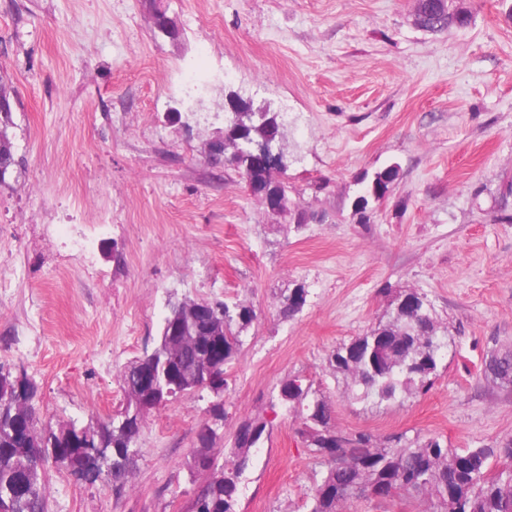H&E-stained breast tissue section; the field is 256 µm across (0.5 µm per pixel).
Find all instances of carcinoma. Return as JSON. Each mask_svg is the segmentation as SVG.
Masks as SVG:
<instances>
[{"instance_id":"obj_1","label":"carcinoma","mask_w":512,"mask_h":512,"mask_svg":"<svg viewBox=\"0 0 512 512\" xmlns=\"http://www.w3.org/2000/svg\"><path fill=\"white\" fill-rule=\"evenodd\" d=\"M466 26L448 8V0H428L419 27L446 33ZM224 105V164L238 172L245 183L270 189L279 199V213L301 212L303 202L292 195L286 179L288 167L282 116L230 90ZM275 137L279 148L274 164H258L250 155L254 144ZM398 166L374 174L373 182L386 181L391 188ZM371 182V183H373ZM366 183L352 205L369 192ZM406 290L394 300L388 322L337 347L329 356L332 369L363 395L389 402L401 393L428 390L433 384L445 344L437 343L438 328L430 304L400 303ZM302 285L280 293L279 315L287 320L302 310ZM156 346L124 365L119 382L126 406L119 414L80 429L69 422L58 429L39 426L33 404L35 388L27 378H18L0 366V512H46L43 462L50 459L60 470L93 482L104 465L94 453L105 448L120 454L136 447L145 416L166 406L178 395L220 384L228 386L225 366L238 356L242 333L257 320L256 309L225 301L170 300ZM484 376L512 384V350L497 351L484 360ZM279 400L305 408L303 416L311 451L325 458L327 469L307 505V512H340L354 498H366L379 489L383 501L411 498L424 505L423 512H512V469L492 478L491 459L512 464V439L498 448H450L431 436L409 439L395 435L381 441L366 432L348 433L331 424L332 408L302 386L299 378L280 385ZM267 423L243 420L235 432L232 459L219 466L212 455L215 434L202 423L196 434L197 451L190 467L209 473L196 494L194 512H238V478L247 467L249 452L261 441ZM137 463L125 462L112 470L116 494L130 487Z\"/></svg>"}]
</instances>
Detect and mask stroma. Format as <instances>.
Wrapping results in <instances>:
<instances>
[{"label":"stroma","mask_w":512,"mask_h":512,"mask_svg":"<svg viewBox=\"0 0 512 512\" xmlns=\"http://www.w3.org/2000/svg\"><path fill=\"white\" fill-rule=\"evenodd\" d=\"M0 0V80L14 100L16 164L0 185V365L37 389L43 426L120 412L119 371L151 349L169 299L252 304L228 366L215 456L238 424L267 427L238 486L239 512H305L326 470L298 409V376L333 426L452 448L512 439V385L487 380L512 349V0H462L470 23L432 34L416 0ZM284 119L288 183L311 218L268 213L207 144L224 91ZM398 164L359 223L358 179ZM322 178L330 184L315 191ZM304 286L302 311L277 297ZM402 290L432 305L446 344L425 394L348 399L328 356L387 320ZM209 390L151 411L131 490L46 463L47 512H191L190 472ZM304 296V304H299V299ZM307 290L304 286H296L288 288L285 292L280 293L278 297L279 315L282 319H291L299 313L306 303ZM483 374L512 384V350L491 353L484 360Z\"/></svg>","instance_id":"1"}]
</instances>
